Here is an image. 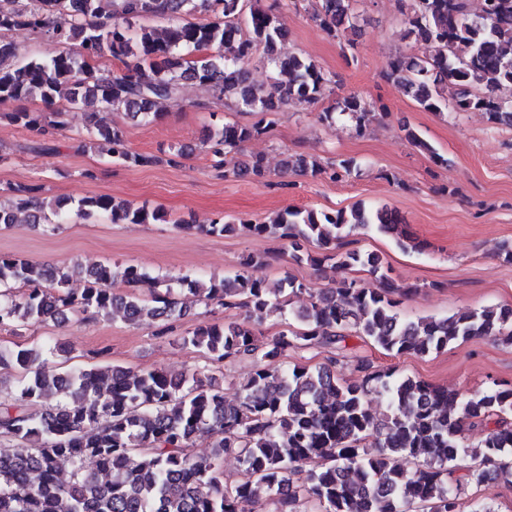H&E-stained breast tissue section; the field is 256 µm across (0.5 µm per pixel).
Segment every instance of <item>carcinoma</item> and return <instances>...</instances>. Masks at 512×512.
Returning <instances> with one entry per match:
<instances>
[{"label":"carcinoma","mask_w":512,"mask_h":512,"mask_svg":"<svg viewBox=\"0 0 512 512\" xmlns=\"http://www.w3.org/2000/svg\"><path fill=\"white\" fill-rule=\"evenodd\" d=\"M0 4V32L47 31L60 43H78L81 54L18 58L14 41L0 39V104L34 95L54 104L62 90L72 106L97 102L150 121L155 106L178 98L181 81L209 87L211 98L199 104L234 105L258 112L252 125L224 123L214 128L208 149L224 177L268 182L264 159L234 161L244 143L267 132L280 112L293 105L313 106L333 83L324 70L300 55L281 56L288 31L277 14L280 4L263 8L258 0H8ZM355 0H316L312 15L327 36L354 46L359 29ZM211 12L206 23L183 22L182 15ZM70 17L69 26H52L55 14ZM408 38L434 48L429 57L397 56L386 69L426 112L485 113L512 128V0H483L473 15L469 0H405L402 11ZM162 18L163 35L142 27L129 35L132 19ZM216 48L215 58L188 61L187 49ZM109 54L122 72H102L91 64ZM262 54L282 80L267 86L251 81L248 63ZM69 109L49 115L24 108L0 114L37 137L36 149L53 154V131L68 124ZM348 116L360 132L377 119L375 107L351 94L322 112L329 121ZM89 136L111 144L112 158L126 167L148 166L163 159L132 152L123 131L88 115ZM178 149L167 156L177 165ZM284 171L339 181L359 173L352 158L327 165L298 154ZM10 207L0 206V225L45 224L62 202L45 204L25 185L8 187ZM108 214L114 224L164 221L158 210L116 204L107 196L80 199L81 218ZM222 236L236 230L229 222L184 224ZM258 237L285 240L290 262L335 272L363 271L373 281L366 288L342 277L319 294L291 275L271 288L257 271L263 257L247 254L239 269L222 281L185 282L187 291L224 310L241 309L243 321L203 322L186 335L185 344L202 350L213 363L251 360L254 371L238 383V398H224V384L201 371L173 376L161 370L134 373L113 364L104 369L73 368L58 372L51 358L58 346L0 348V370L22 373L10 400L0 402V438L25 443L0 448V512H248L247 504L271 503L274 512H461V480L448 464L477 459L465 479L487 487L512 484V383H495L468 397L410 376L364 372L359 382L341 383L331 367L310 368L279 363L298 347L337 349L349 333L369 338L393 354L426 355L475 337L512 344V306L484 307L444 318L411 320L398 311L399 298L416 289L397 283L382 256L354 246L358 230L399 233V222L386 209L357 207L349 212L288 210L261 224H249ZM311 243L315 251L303 247ZM79 277L85 288H68ZM131 288L112 289L116 280ZM307 294L310 304L290 307L293 296ZM188 309L175 289L136 265L58 266L0 255V328L18 330L31 321L63 323L69 315L108 320L119 314L129 324L156 323L159 334L172 336ZM273 313L294 323L269 342L259 326ZM57 397L51 407L44 399ZM383 397L388 411L375 416L371 395ZM479 427L483 438L472 449L463 440L465 426ZM211 440V453L194 458L187 449ZM373 438L383 452L370 455ZM234 457L239 478H224V457ZM72 466L71 479L58 476L59 464Z\"/></svg>","instance_id":"obj_1"}]
</instances>
